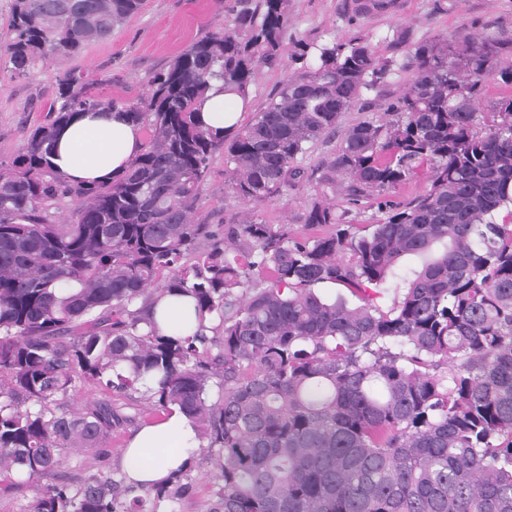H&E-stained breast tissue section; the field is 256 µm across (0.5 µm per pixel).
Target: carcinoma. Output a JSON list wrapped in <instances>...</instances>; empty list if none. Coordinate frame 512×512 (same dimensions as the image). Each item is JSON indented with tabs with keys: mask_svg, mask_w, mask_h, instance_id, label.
<instances>
[{
	"mask_svg": "<svg viewBox=\"0 0 512 512\" xmlns=\"http://www.w3.org/2000/svg\"><path fill=\"white\" fill-rule=\"evenodd\" d=\"M143 3L14 0L0 64L22 78L78 58ZM240 3L136 102L58 77L46 122L0 160V491L39 487L29 512H178L188 471L128 505L107 474L54 483L63 451L102 448L125 421L109 399L74 406L86 380L195 421L217 471L210 512H512V95L481 97L489 79L512 89V29L410 46L402 93L343 131L394 61L361 37L297 39L300 67L217 137L196 119L211 81L247 92L291 29L288 0ZM118 107L143 151L109 184L69 183L51 162L57 127ZM338 132L304 213L330 231L297 237L249 209L216 230L199 219L216 151L257 204L307 182L308 151ZM421 177L424 193L388 198ZM370 196L384 217L358 233L336 198ZM60 198L72 211L56 218ZM183 295L198 329L160 335L153 306Z\"/></svg>",
	"mask_w": 512,
	"mask_h": 512,
	"instance_id": "1",
	"label": "carcinoma"
}]
</instances>
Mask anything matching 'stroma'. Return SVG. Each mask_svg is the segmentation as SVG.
Here are the masks:
<instances>
[{
	"instance_id": "stroma-1",
	"label": "stroma",
	"mask_w": 512,
	"mask_h": 512,
	"mask_svg": "<svg viewBox=\"0 0 512 512\" xmlns=\"http://www.w3.org/2000/svg\"><path fill=\"white\" fill-rule=\"evenodd\" d=\"M237 0H144L140 12L117 27L111 37L90 45L80 58L53 57L38 64L28 77L10 78L0 70V157L9 158L23 143L29 129L43 122L51 103L56 79L76 69L98 80L97 91L120 102L135 101L148 88L154 73L195 39L207 32L232 25ZM362 0H288L294 23L293 40L285 41L279 63L262 68L251 84L253 108H260L274 93L279 82L293 68L294 39L346 41L368 39L386 58L403 60L416 42L447 35L462 27L503 26L512 29V0H403L392 7V0H381L375 10L361 7ZM404 34L397 43L396 34ZM337 139L318 142L308 153L305 164L310 179L299 189L285 192L274 200L256 204L260 220L287 224L292 233L308 234L301 214L315 194L323 161L335 152ZM243 208L230 189L225 175L224 155L215 153L211 174L198 199V214L208 224H227ZM114 407L127 415L123 426L112 432L106 447L90 455L63 453L58 477L78 483L85 475L120 471L122 455L130 436L144 424L134 402L115 395Z\"/></svg>"
}]
</instances>
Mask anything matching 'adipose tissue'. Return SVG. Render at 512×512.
Masks as SVG:
<instances>
[{
    "mask_svg": "<svg viewBox=\"0 0 512 512\" xmlns=\"http://www.w3.org/2000/svg\"><path fill=\"white\" fill-rule=\"evenodd\" d=\"M244 111L243 95L215 80L198 103L197 119L204 129L227 134L239 126ZM143 147L142 127L128 122L121 110L84 112L58 131L51 162L70 182L94 185L120 175ZM156 318L163 336H183L197 327L194 301L187 296L161 299ZM199 446L194 421L171 409L128 442L122 457L127 484L141 489L166 482L190 465Z\"/></svg>",
    "mask_w": 512,
    "mask_h": 512,
    "instance_id": "1",
    "label": "adipose tissue"
}]
</instances>
